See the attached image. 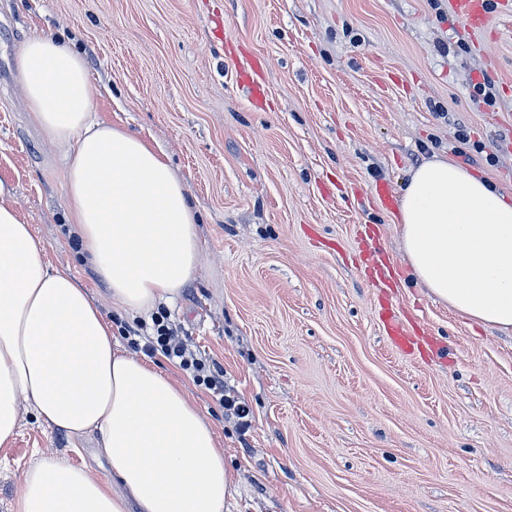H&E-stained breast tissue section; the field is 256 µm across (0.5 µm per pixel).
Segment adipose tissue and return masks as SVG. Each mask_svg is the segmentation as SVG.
Masks as SVG:
<instances>
[{
	"label": "adipose tissue",
	"mask_w": 512,
	"mask_h": 512,
	"mask_svg": "<svg viewBox=\"0 0 512 512\" xmlns=\"http://www.w3.org/2000/svg\"><path fill=\"white\" fill-rule=\"evenodd\" d=\"M14 68L31 121L67 147L66 220L107 285L114 312L147 318L172 304L199 259L197 218L167 156L93 112L84 57L53 35L28 38ZM396 226L428 295L512 333V198L443 157L414 168ZM93 440L112 467L42 458L25 468L11 512H230L235 472L197 401L126 351L85 285L0 188V447L25 416Z\"/></svg>",
	"instance_id": "obj_1"
}]
</instances>
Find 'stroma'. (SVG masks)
<instances>
[{"label": "stroma", "instance_id": "stroma-1", "mask_svg": "<svg viewBox=\"0 0 512 512\" xmlns=\"http://www.w3.org/2000/svg\"><path fill=\"white\" fill-rule=\"evenodd\" d=\"M49 34L84 56L97 116L160 147L198 210L197 273L169 313L249 431L153 360L217 429L231 512H512V335L416 285L374 193L401 196L437 155L512 194V7L492 0L474 30L449 0H0V187L111 314L64 222L66 149L16 83L18 48ZM237 57L261 63L262 105ZM386 303L440 351H396ZM92 454L28 423L0 450V512L32 460Z\"/></svg>", "mask_w": 512, "mask_h": 512}]
</instances>
